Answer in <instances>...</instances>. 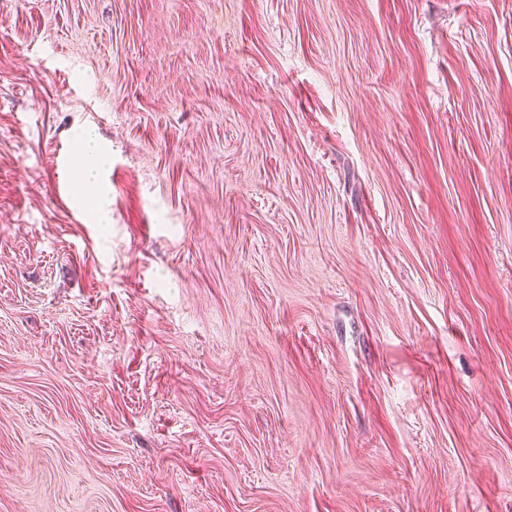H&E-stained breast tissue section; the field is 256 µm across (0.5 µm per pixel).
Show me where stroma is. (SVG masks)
Here are the masks:
<instances>
[{
    "mask_svg": "<svg viewBox=\"0 0 512 512\" xmlns=\"http://www.w3.org/2000/svg\"><path fill=\"white\" fill-rule=\"evenodd\" d=\"M0 512H512V0H0ZM80 144L79 155L83 160L78 171L82 199L93 207L100 221H109L106 212L98 207L97 189L101 170L109 163L108 155L100 148L97 135L90 127H85L77 136Z\"/></svg>",
    "mask_w": 512,
    "mask_h": 512,
    "instance_id": "obj_1",
    "label": "stroma"
}]
</instances>
